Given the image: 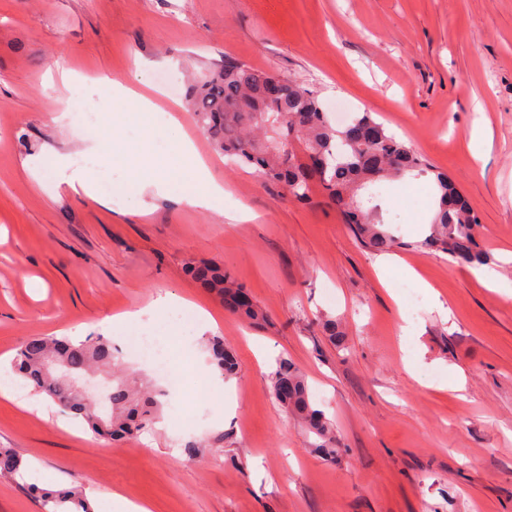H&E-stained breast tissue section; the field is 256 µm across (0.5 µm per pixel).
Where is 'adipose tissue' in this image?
I'll use <instances>...</instances> for the list:
<instances>
[{
    "instance_id": "obj_1",
    "label": "adipose tissue",
    "mask_w": 512,
    "mask_h": 512,
    "mask_svg": "<svg viewBox=\"0 0 512 512\" xmlns=\"http://www.w3.org/2000/svg\"><path fill=\"white\" fill-rule=\"evenodd\" d=\"M112 99L120 103L129 119L136 122H154L173 126L177 120L170 113L164 112L153 96L138 90L122 81H111ZM179 157L191 174L192 188L183 194L182 200L194 207L216 208L224 200V186L213 178L208 162L197 152L190 139H183L178 147ZM85 164H78L69 154H55L50 160L55 174L56 184L89 197L97 195V181L90 169L91 164L107 161L121 163L130 180L140 189L156 188L173 191V181L177 175L174 167L160 163L157 167L144 165L140 154L129 152L122 141L113 139L111 129H104L101 138L85 150Z\"/></svg>"
}]
</instances>
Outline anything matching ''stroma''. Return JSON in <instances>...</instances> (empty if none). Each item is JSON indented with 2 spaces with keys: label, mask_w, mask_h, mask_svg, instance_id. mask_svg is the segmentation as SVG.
I'll use <instances>...</instances> for the list:
<instances>
[{
  "label": "stroma",
  "mask_w": 512,
  "mask_h": 512,
  "mask_svg": "<svg viewBox=\"0 0 512 512\" xmlns=\"http://www.w3.org/2000/svg\"><path fill=\"white\" fill-rule=\"evenodd\" d=\"M228 54L372 113L446 172L480 216L497 287L416 248L378 268L334 208L231 165L184 105L180 129H154L153 145L170 155L189 135L224 185L221 209L138 192L118 169L98 170L112 180L98 200L52 198L51 170L27 173V161L90 146L94 127L58 115L120 109L97 92L73 98L63 76L146 89ZM382 190L387 222L420 237L432 185ZM200 260L247 289L266 321L194 282L186 265ZM165 296L193 301L215 327L199 332L187 316L113 326ZM327 316L339 341L323 332ZM147 326L181 341L183 387L134 435L99 438L28 387L0 399V448L42 487L81 486L94 512L115 492L151 512H512V0H0V363L29 337L72 330L108 340L123 373L150 384L149 365L126 352ZM210 335L239 370L201 384ZM282 358L333 423L336 460L275 401ZM176 406L193 422L174 421ZM189 441L201 456L185 454Z\"/></svg>",
  "instance_id": "35a3bbf8"
}]
</instances>
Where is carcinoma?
<instances>
[{"label":"carcinoma","instance_id":"obj_1","mask_svg":"<svg viewBox=\"0 0 512 512\" xmlns=\"http://www.w3.org/2000/svg\"><path fill=\"white\" fill-rule=\"evenodd\" d=\"M186 100L217 150L239 166L256 167L297 201L321 193L324 203L336 208L362 248L382 253L400 244L384 220L379 187L410 175L431 181L436 197L428 234L411 246L442 252L452 263H492L491 255L477 242L480 220L474 208L448 206L449 201L461 197L457 185L371 113L356 112L343 126H334L312 91L301 94L292 80L230 55L189 85ZM188 272L215 293L229 312L253 322L265 320L249 294L218 265L191 264ZM207 347L215 370L224 378L232 376L236 361L224 347V339L212 336ZM49 358L61 362L68 374H82L94 363L112 365V346L104 347L92 336L78 342L32 336L17 348L14 357L15 372L35 392L80 416L94 434L112 439L129 436L156 417L163 391L138 394L127 379L116 377L108 395L111 414L103 417L97 403L75 393L67 378L44 370ZM271 391L278 404L316 437L315 448L326 459H334L333 425L311 404L300 370L286 359L280 361L271 375ZM24 469L26 463L20 456L0 448V474L14 476ZM40 499L44 512H91L88 499L75 485L42 492Z\"/></svg>","mask_w":512,"mask_h":512}]
</instances>
